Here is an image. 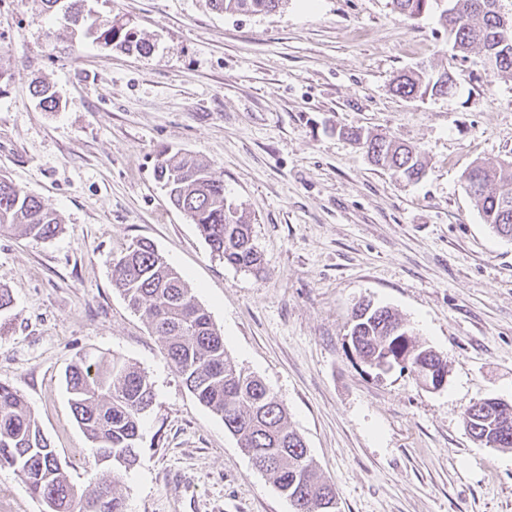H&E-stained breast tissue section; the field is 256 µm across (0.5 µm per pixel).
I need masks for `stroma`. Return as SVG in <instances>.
Instances as JSON below:
<instances>
[{
	"instance_id": "stroma-1",
	"label": "stroma",
	"mask_w": 512,
	"mask_h": 512,
	"mask_svg": "<svg viewBox=\"0 0 512 512\" xmlns=\"http://www.w3.org/2000/svg\"><path fill=\"white\" fill-rule=\"evenodd\" d=\"M150 41L108 47L0 0V174L62 219L49 240L0 236V383L18 391L71 481L98 467L64 383L79 352L117 356L154 388L127 512H292L223 419L186 388L112 286L136 240L185 276L228 354L285 405L339 512H512V449L475 443L473 401L512 404V240L485 224L463 173L512 161V77L460 56L435 13L390 0H287L271 14L209 0H86ZM450 69L454 94L392 91L402 70ZM54 86L44 111L33 83ZM386 134L427 160L416 183L373 166L340 128ZM224 179L263 259L224 263L155 177L159 151ZM394 309L447 361L445 385L366 367L348 339L358 302ZM0 467V512H44Z\"/></svg>"
}]
</instances>
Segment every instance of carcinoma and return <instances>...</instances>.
<instances>
[{
  "instance_id": "obj_1",
  "label": "carcinoma",
  "mask_w": 512,
  "mask_h": 512,
  "mask_svg": "<svg viewBox=\"0 0 512 512\" xmlns=\"http://www.w3.org/2000/svg\"><path fill=\"white\" fill-rule=\"evenodd\" d=\"M283 2L210 0L221 13L254 14L272 13ZM442 2L439 22L453 38L454 48L462 54L476 50L494 60L492 69L512 75V41L505 43L498 37L490 0H391L393 10L406 19H415ZM98 39L128 51H151L149 41L124 24L100 29ZM454 88L448 83V70L418 66L399 75L393 91L403 98L423 100L448 95ZM33 96L48 112L59 107L56 92L47 83L36 84ZM339 133L363 148L374 165L408 182H417L425 174L426 162L413 146L360 128H342ZM155 175L172 205L197 226L213 253L234 267L260 269L262 257L252 242L250 224L227 203L224 180L207 163L189 153L163 149ZM464 177L484 223L512 239V165L477 162ZM60 226L57 212L38 195L0 176V234L18 231L45 240L54 237ZM112 283L128 306L145 317L186 387L221 416L239 444L255 449L253 465L273 478L293 512H338L332 506L336 489L318 475L303 438L288 422L284 404L260 379L238 368L225 349L224 336L187 281L155 246L144 240L131 244L114 265ZM350 340L358 358L371 369L388 363L425 384L431 369H446L443 359L418 344L388 307L359 304L352 315ZM66 384L72 413L90 442V452L95 461L106 463L109 474L96 479L90 491L72 484L32 408L3 383L0 467L13 469L49 512H126L116 487L139 461L140 423L154 400L152 383L126 361L84 352L67 369ZM464 423L474 441L512 449V405L481 398L465 411Z\"/></svg>"
}]
</instances>
